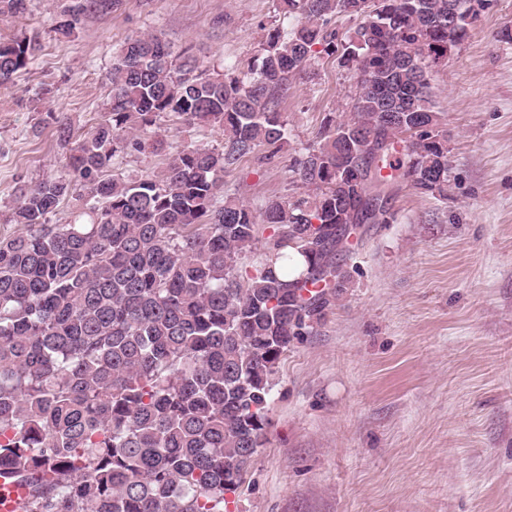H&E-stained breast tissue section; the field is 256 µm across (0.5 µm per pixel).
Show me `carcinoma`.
Here are the masks:
<instances>
[{
    "label": "carcinoma",
    "mask_w": 512,
    "mask_h": 512,
    "mask_svg": "<svg viewBox=\"0 0 512 512\" xmlns=\"http://www.w3.org/2000/svg\"><path fill=\"white\" fill-rule=\"evenodd\" d=\"M107 0H74L78 16ZM291 26L263 27L258 53L210 71L157 33L113 52L106 118L54 179L18 189L0 240V474L18 512H227L263 444L281 357L349 282L344 253L363 224H387L407 185L448 202V123L433 74L469 37L472 0H276ZM457 24L448 30V12ZM340 16L362 22L341 42ZM41 50L0 38V88ZM356 79L346 118L289 171L306 191L256 209L224 192L247 155L288 143L278 107L315 59ZM173 117L222 132L161 174L105 177L137 131ZM73 198L84 221L52 224ZM261 244L260 260L242 255ZM305 269L288 266L291 252Z\"/></svg>",
    "instance_id": "1"
}]
</instances>
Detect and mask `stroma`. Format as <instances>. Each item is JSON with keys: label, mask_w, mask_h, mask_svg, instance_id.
<instances>
[{"label": "stroma", "mask_w": 512, "mask_h": 512, "mask_svg": "<svg viewBox=\"0 0 512 512\" xmlns=\"http://www.w3.org/2000/svg\"><path fill=\"white\" fill-rule=\"evenodd\" d=\"M60 0L0 16V37L39 36L42 50L0 89V240L20 185L65 171L55 135L83 137L104 117L112 54L158 33L200 65L254 55L279 23L273 0H121L57 34ZM512 0H484L470 37L431 80L448 115V203L399 190L389 224H367L346 260L349 284L325 319L283 356L267 416L230 512H512ZM355 91L336 57L294 81L279 110L289 140L270 163L225 174L252 206L301 193L288 167L320 140ZM170 147L217 146L219 131L163 119ZM166 156L132 148L113 173L139 179Z\"/></svg>", "instance_id": "stroma-1"}]
</instances>
